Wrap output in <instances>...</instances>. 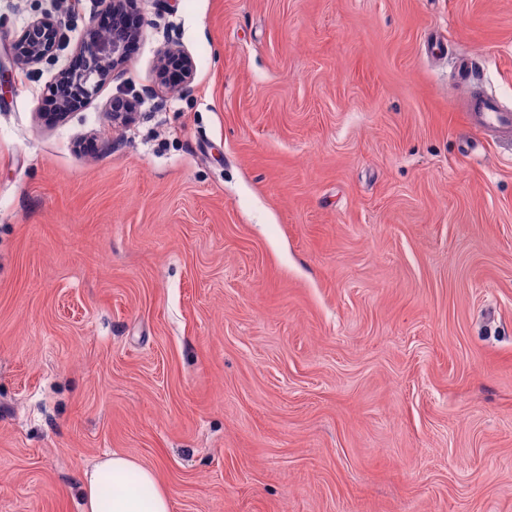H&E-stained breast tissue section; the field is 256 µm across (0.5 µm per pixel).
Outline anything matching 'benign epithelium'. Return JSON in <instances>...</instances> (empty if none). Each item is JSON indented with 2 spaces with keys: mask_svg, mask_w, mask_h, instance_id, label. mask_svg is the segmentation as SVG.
<instances>
[{
  "mask_svg": "<svg viewBox=\"0 0 512 512\" xmlns=\"http://www.w3.org/2000/svg\"><path fill=\"white\" fill-rule=\"evenodd\" d=\"M133 0H100L101 11L112 14V35L101 37L102 29L96 19H91L78 45L84 57L82 67L76 71H61L49 87L47 100L58 111L46 113L49 120H59L82 108L98 88L112 77V72L127 62L129 47L140 32L131 23L130 10ZM61 20L51 14L33 18L18 32L9 49L13 63L32 68L51 58L61 41ZM182 72L181 83L186 86L194 77L191 56L177 44L164 47L158 58V75L171 68ZM140 100L137 97L122 99V107L110 101L106 112L112 124L123 126L137 114Z\"/></svg>",
  "mask_w": 512,
  "mask_h": 512,
  "instance_id": "obj_1",
  "label": "benign epithelium"
}]
</instances>
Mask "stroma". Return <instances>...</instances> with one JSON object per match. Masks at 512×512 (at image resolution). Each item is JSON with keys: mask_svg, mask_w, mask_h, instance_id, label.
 Segmentation results:
<instances>
[{"mask_svg": "<svg viewBox=\"0 0 512 512\" xmlns=\"http://www.w3.org/2000/svg\"><path fill=\"white\" fill-rule=\"evenodd\" d=\"M98 9L0 0V512L111 452L172 512H512V154L464 109L512 111V0H137L47 120ZM133 1L100 0L101 11L112 14V36L102 38V29L91 18L77 47L84 63L76 71L62 70L49 87L47 100L60 112H46L47 119L59 120L82 108L112 72L127 62L129 47L140 35L129 14ZM61 20L42 14L18 32L9 49L11 60L22 68H32L50 59L61 41ZM173 67L182 72V85L186 86L191 83L194 77L193 60L181 46L171 43L164 47L158 58V75L160 79H164L163 74ZM122 101V107L119 110L115 104L116 99H112L105 112L112 118L113 126H123L131 121L137 114V110L140 107V100L137 97H133L131 99L128 98H119Z\"/></svg>", "mask_w": 512, "mask_h": 512, "instance_id": "35a3bbf8", "label": "stroma"}]
</instances>
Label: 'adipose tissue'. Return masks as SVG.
<instances>
[{
	"mask_svg": "<svg viewBox=\"0 0 512 512\" xmlns=\"http://www.w3.org/2000/svg\"><path fill=\"white\" fill-rule=\"evenodd\" d=\"M84 512H171L170 493L153 469L130 457L111 454L84 473Z\"/></svg>",
	"mask_w": 512,
	"mask_h": 512,
	"instance_id": "obj_1",
	"label": "adipose tissue"
}]
</instances>
